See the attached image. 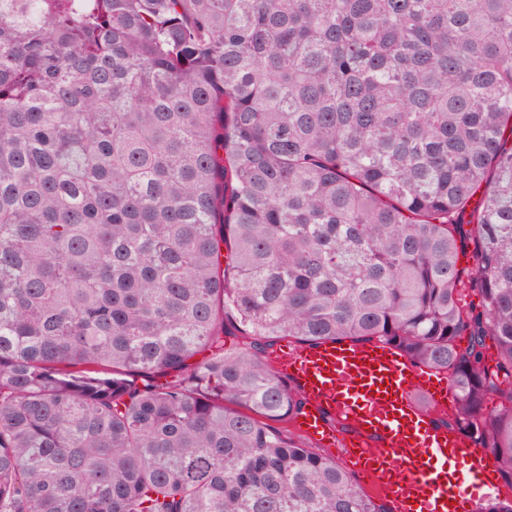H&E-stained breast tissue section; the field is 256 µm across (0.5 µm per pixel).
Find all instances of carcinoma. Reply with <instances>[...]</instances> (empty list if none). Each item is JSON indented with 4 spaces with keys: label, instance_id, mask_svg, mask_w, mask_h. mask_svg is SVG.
Returning <instances> with one entry per match:
<instances>
[{
    "label": "carcinoma",
    "instance_id": "cac0c4a2",
    "mask_svg": "<svg viewBox=\"0 0 512 512\" xmlns=\"http://www.w3.org/2000/svg\"><path fill=\"white\" fill-rule=\"evenodd\" d=\"M283 337L446 375L512 486V0H0V512H391Z\"/></svg>",
    "mask_w": 512,
    "mask_h": 512
}]
</instances>
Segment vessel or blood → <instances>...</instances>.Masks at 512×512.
<instances>
[{"mask_svg": "<svg viewBox=\"0 0 512 512\" xmlns=\"http://www.w3.org/2000/svg\"><path fill=\"white\" fill-rule=\"evenodd\" d=\"M279 369L306 401L297 427L341 448L351 469L388 497L393 512H474L498 491L484 455L461 431L434 426L451 399L448 381L395 348L337 344L283 351ZM335 415L356 439L326 422Z\"/></svg>", "mask_w": 512, "mask_h": 512, "instance_id": "vessel-or-blood-1", "label": "vessel or blood"}]
</instances>
